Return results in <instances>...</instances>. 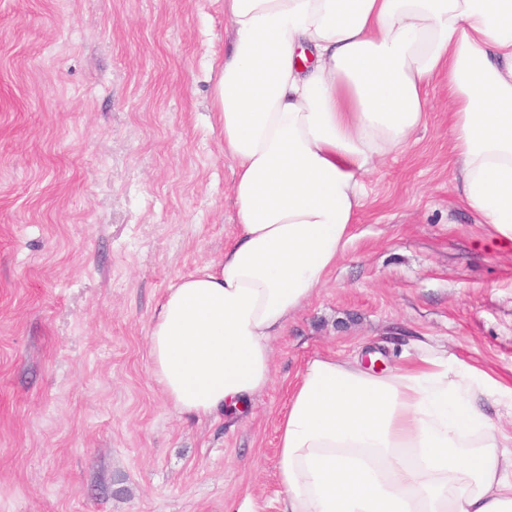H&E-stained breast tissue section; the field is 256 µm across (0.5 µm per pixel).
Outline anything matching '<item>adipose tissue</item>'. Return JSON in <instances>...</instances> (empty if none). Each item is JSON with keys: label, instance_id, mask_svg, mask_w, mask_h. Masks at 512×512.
I'll use <instances>...</instances> for the list:
<instances>
[{"label": "adipose tissue", "instance_id": "ef3b65f1", "mask_svg": "<svg viewBox=\"0 0 512 512\" xmlns=\"http://www.w3.org/2000/svg\"><path fill=\"white\" fill-rule=\"evenodd\" d=\"M212 106L235 166L233 243L167 291L152 375L179 414L242 413L273 343L345 256L381 160L448 79L453 183L512 243V0H224ZM512 386L426 341L376 373L311 357L278 423L280 512H512Z\"/></svg>", "mask_w": 512, "mask_h": 512}]
</instances>
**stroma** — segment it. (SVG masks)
<instances>
[{"label":"stroma","instance_id":"obj_1","mask_svg":"<svg viewBox=\"0 0 512 512\" xmlns=\"http://www.w3.org/2000/svg\"><path fill=\"white\" fill-rule=\"evenodd\" d=\"M228 38L224 0H0V512H278V418L318 353L393 368L429 336L512 385V247L453 188L440 81L250 409L167 403L151 322L236 231L209 68Z\"/></svg>","mask_w":512,"mask_h":512}]
</instances>
